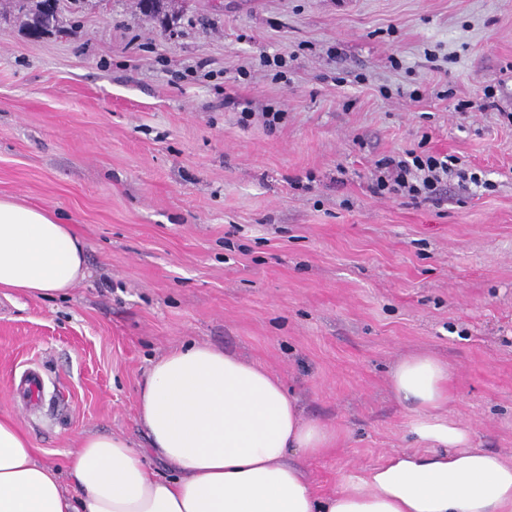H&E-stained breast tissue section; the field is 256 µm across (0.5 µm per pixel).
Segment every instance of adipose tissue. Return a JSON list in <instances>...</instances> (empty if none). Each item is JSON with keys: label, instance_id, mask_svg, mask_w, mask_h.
Segmentation results:
<instances>
[{"label": "adipose tissue", "instance_id": "ef3b65f1", "mask_svg": "<svg viewBox=\"0 0 512 512\" xmlns=\"http://www.w3.org/2000/svg\"><path fill=\"white\" fill-rule=\"evenodd\" d=\"M85 276V245L53 212L0 197V288L33 298L66 294ZM446 363L403 357L390 374L414 412L424 445L342 476L315 495L302 458L334 447L327 423L306 420L263 365L201 343L153 362L139 389L138 417L152 454L175 478L161 479L121 436L82 437L69 461L71 489L37 460L11 417H0V512H512V464L473 447L449 418Z\"/></svg>", "mask_w": 512, "mask_h": 512}]
</instances>
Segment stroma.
<instances>
[{
  "label": "stroma",
  "mask_w": 512,
  "mask_h": 512,
  "mask_svg": "<svg viewBox=\"0 0 512 512\" xmlns=\"http://www.w3.org/2000/svg\"><path fill=\"white\" fill-rule=\"evenodd\" d=\"M266 108L285 114L276 129ZM503 108L512 0H183L167 28L84 0L37 35L0 16V196L86 245L67 297L0 289V416L62 473L88 434L146 452L142 380L204 343L262 363L303 418L335 427V448L304 462L325 495L419 448L389 380L425 352L449 367V417L512 463ZM420 148L492 190L373 194L375 160Z\"/></svg>",
  "instance_id": "1"
}]
</instances>
